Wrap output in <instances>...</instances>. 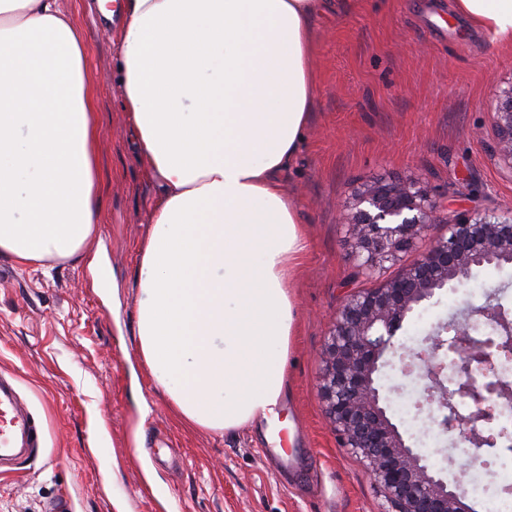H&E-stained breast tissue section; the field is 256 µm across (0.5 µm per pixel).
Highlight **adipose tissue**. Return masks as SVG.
<instances>
[{
    "instance_id": "1",
    "label": "adipose tissue",
    "mask_w": 512,
    "mask_h": 512,
    "mask_svg": "<svg viewBox=\"0 0 512 512\" xmlns=\"http://www.w3.org/2000/svg\"><path fill=\"white\" fill-rule=\"evenodd\" d=\"M115 75L160 193L137 248L139 351L184 425L272 421L305 240L283 189L325 0H121ZM512 46V0H455ZM60 0H0V255L77 260L100 222L92 77Z\"/></svg>"
}]
</instances>
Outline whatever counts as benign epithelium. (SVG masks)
Listing matches in <instances>:
<instances>
[{
  "instance_id": "7a95c632",
  "label": "benign epithelium",
  "mask_w": 512,
  "mask_h": 512,
  "mask_svg": "<svg viewBox=\"0 0 512 512\" xmlns=\"http://www.w3.org/2000/svg\"><path fill=\"white\" fill-rule=\"evenodd\" d=\"M491 120L496 130V155L512 170V85L495 95ZM348 225L352 253L359 267L375 273L399 253L422 242L419 259L379 287L347 297L336 312L322 360L320 395L325 412L344 447L360 454L368 472L381 488L394 512H470L464 479L453 487L423 462L406 444L383 405L377 375L387 352L391 367L404 379L422 384L413 398L415 415L427 414L439 425H447L443 413L453 396L442 386L445 367L444 326H435L418 348L395 345L404 321L422 304L443 291L463 286L473 269L485 265H512V217L496 214L461 213L448 223L447 235L427 238L433 224H443L440 205L428 187L419 181L374 179L352 194L341 206ZM469 314L496 322L503 338L498 354L512 353V322L497 306H471ZM488 374L492 354L461 352L458 394L477 403L471 416L460 422L451 440L475 443L472 424L492 418L484 392L489 383L474 378L471 364Z\"/></svg>"
}]
</instances>
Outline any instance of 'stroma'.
Instances as JSON below:
<instances>
[{
    "label": "stroma",
    "instance_id": "stroma-1",
    "mask_svg": "<svg viewBox=\"0 0 512 512\" xmlns=\"http://www.w3.org/2000/svg\"><path fill=\"white\" fill-rule=\"evenodd\" d=\"M90 0H62L83 27L97 79L100 224L87 261L20 263L0 256V374L41 426L43 446L0 474V512H388L363 458L342 447L319 394L322 352L347 295L411 265L418 249L376 274L359 271L343 201L376 177L427 184L445 220L507 215L512 173L489 116L512 85V48L456 15L451 0H334L313 27L317 88L305 148L284 187L307 252L293 278L288 391L276 423L216 434L181 424L134 339L136 250L159 189L127 133L112 77V27ZM457 308L444 293L404 322L397 342L426 336ZM302 458L295 477L262 448Z\"/></svg>",
    "mask_w": 512,
    "mask_h": 512
}]
</instances>
